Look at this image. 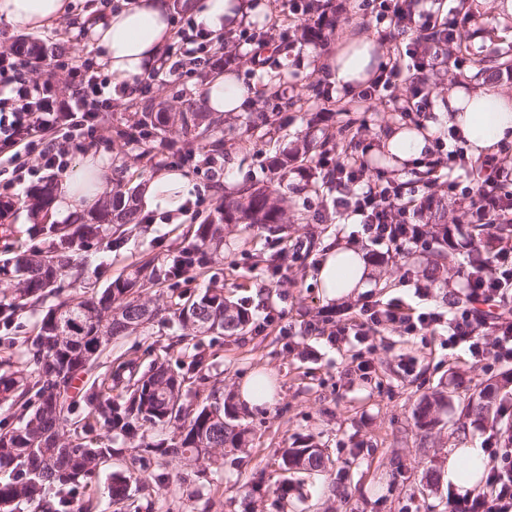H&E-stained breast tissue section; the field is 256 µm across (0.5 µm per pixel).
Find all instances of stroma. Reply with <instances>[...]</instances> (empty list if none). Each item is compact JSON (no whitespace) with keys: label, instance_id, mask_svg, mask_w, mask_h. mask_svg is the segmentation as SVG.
<instances>
[{"label":"stroma","instance_id":"obj_1","mask_svg":"<svg viewBox=\"0 0 512 512\" xmlns=\"http://www.w3.org/2000/svg\"><path fill=\"white\" fill-rule=\"evenodd\" d=\"M86 0H72L73 10L51 28L38 32L37 38L63 49V59L89 56L86 38L80 37L76 24L84 12ZM481 18L468 28V51L463 66L439 65L432 80L436 90L433 105L446 103L449 90L467 91L474 87L472 58L497 51L512 50V40L495 33L497 0H474ZM262 20H287L288 45L275 66L283 74L281 89L293 105L280 133L278 148H293L303 139L319 140L329 132L354 130L366 126L362 138L367 174L376 177L387 168L375 150L394 129L414 126L416 115H400L393 106L405 102L409 86L400 83L384 97L367 99L361 93L333 92L331 99L309 93L310 85L329 87L326 75L311 68L310 50L335 51L347 38L366 36L384 51L406 49L410 36L389 40L388 23L377 22L362 0H332L336 29L327 42H319L303 33L301 15L291 14L289 0H258ZM203 70L183 80L152 81L147 95L163 111L179 112L187 106H201L202 91L211 78ZM131 95L113 94L104 106L108 119L97 122L93 153L107 158L119 157L131 169L151 174L167 166L164 156L153 160L140 158L135 146H120L115 130L130 114ZM271 151L256 153L237 144L222 167L230 180L209 178L193 172V197L183 209L172 214L141 212L140 229L115 239L110 225H103L98 237L86 246L74 248L75 257L85 260L88 287L104 289L125 266L143 256L176 255L184 247V235L198 219L213 211L221 196L234 195L254 182H269ZM26 188L15 189L0 197V262L20 254L49 250L55 238L48 218L33 219L23 204ZM324 200L314 190L288 193L289 246L304 245L302 258H292L279 276H271L258 258L268 252L265 237L259 231L229 232L223 261L211 268L225 290L236 299L247 300L259 331L242 337L221 336L204 341L202 348L213 360L210 386L186 384V400L199 403L217 387L238 392L254 373L268 371L278 394L269 408L242 415L248 428L247 447L228 448L212 464L207 475L200 476L192 464L172 460L165 470L168 483L155 488L152 495L138 496L139 512H281L274 504L273 490L280 477L277 451L310 441L323 448L333 462L330 472L319 475L294 474L299 495L290 498L282 512H444L450 488L446 480L450 449L471 444L485 445L494 429L512 425V408L497 420H463L457 399H449L439 410L441 422L431 434H423L415 425L414 409L419 399L437 390H453L460 381L496 385L506 366L473 363L462 348L449 347L446 336H407L383 328L366 339H347L333 343L327 337L307 334L305 326L317 312L335 310V303L321 296L310 273L326 247L341 240L358 241L371 257L376 269L374 281L362 296L344 301V308L358 310L363 297L383 302L395 300L416 308L432 307L450 313L454 307L446 290L433 285L428 296H419L403 275L405 268L417 264L420 252L392 253L379 259L380 248L363 236L358 225L349 220L322 213ZM317 235H310L311 227ZM57 296L44 303L0 317V337L13 345L14 370L27 366L23 352L36 335V326ZM270 325H263L264 317Z\"/></svg>","mask_w":512,"mask_h":512}]
</instances>
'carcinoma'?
Masks as SVG:
<instances>
[{
  "label": "carcinoma",
  "mask_w": 512,
  "mask_h": 512,
  "mask_svg": "<svg viewBox=\"0 0 512 512\" xmlns=\"http://www.w3.org/2000/svg\"><path fill=\"white\" fill-rule=\"evenodd\" d=\"M463 44L459 30H436L425 46L428 56L448 44V40ZM18 59L44 61L56 48L24 36L8 45ZM512 65V57L495 60L478 58L472 67L478 74L494 72L500 65ZM260 110L247 113L245 121L234 127L229 124L236 116L198 112L193 107L169 114L155 111L152 99L143 97L136 103L132 130L120 133L124 144L136 142L140 156L154 157L167 146V128L177 125L185 138V154L210 156L214 159L227 152L226 134L238 140L257 144L272 140L280 128L282 109L290 105L282 100L280 91L262 88L258 91ZM347 136L325 137L314 144L305 142L294 148L298 156L311 149L319 154L336 153L346 143ZM295 157L283 150L271 160L279 182L294 173ZM467 174L473 186L488 176L481 160H472ZM138 187L132 180L119 179L106 192L99 209L75 226L52 227L58 235L53 250L17 257L14 263L3 264L0 273H11L18 287L3 308L12 311L41 301L63 278L78 281L83 276L81 264L71 261L62 246L74 240L98 236L101 225L124 227L141 223L137 207ZM54 199V185L44 183L27 195V206L33 212L48 210ZM424 224L440 229L431 234L436 245L426 247L423 259L414 274L433 283L448 280L451 253L448 244V192L433 195L424 213ZM242 227L247 231L258 228L279 243L288 233L284 198L268 186L250 184L234 197H224L194 230L192 241L178 254L161 259H143L119 274L99 295L70 294L42 317L37 334L26 349L33 366V378L20 381L11 370V362L0 360V402L7 405L10 417L19 423H0V472L12 474L10 481L0 482V512H13L21 501L35 502L39 512H92V499L85 497L100 474L101 464L131 448L133 454L124 460V468L112 471L109 506L114 512H127L135 496L149 490L150 483L162 484L167 476L155 473L159 461L184 459L204 462L203 448H243L247 445L248 429L239 422V412L232 394L212 390L206 403L195 408L184 404L182 389L188 379L204 385L206 371L212 366L200 351L205 336H244L255 328L252 311L247 304L224 296V285L209 278L208 286L191 293L176 286L172 279L179 275L197 276L210 264L224 258L226 231ZM457 230L473 243L466 254V266L480 271L490 262L491 237L512 238L511 224H468ZM159 288L154 301L142 299L147 288ZM164 315L168 328L184 343L181 356L170 360L156 356L144 367L134 360L119 357L109 368L98 370V360L122 336L140 335L159 315ZM80 375L91 379L85 391L88 407L84 427H100L107 433V442L74 440L65 437L71 422L74 404V381ZM512 385V372L501 376L500 387L483 389L463 399L462 413L466 418L485 419L499 414V388ZM119 390L117 395L112 391ZM448 395L442 391L423 396L417 403L414 417L418 428L433 430L439 423L436 411ZM171 431L168 438L147 440L148 433ZM45 444L53 459L44 472L33 475L40 467L39 457L31 448ZM330 462L322 449L311 444L299 448L280 449V469L283 478L275 493L286 501L295 490L291 475L299 472L322 471Z\"/></svg>",
  "instance_id": "cac0c4a2"
}]
</instances>
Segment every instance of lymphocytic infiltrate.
<instances>
[{
  "label": "lymphocytic infiltrate",
  "instance_id": "obj_1",
  "mask_svg": "<svg viewBox=\"0 0 512 512\" xmlns=\"http://www.w3.org/2000/svg\"><path fill=\"white\" fill-rule=\"evenodd\" d=\"M377 8L380 16L402 23L404 28L422 36L438 26L433 14L417 8L413 0H379ZM238 43V48L228 49L192 20L177 22L170 50L152 75L160 79L189 77L198 68L212 65L219 56L228 67L244 62L258 70L272 65L274 58L269 50L276 44L272 30H244ZM408 56L409 64L395 61L386 65L371 89L378 92L402 81L409 83L412 97L418 99L420 109L424 110L430 104V94L410 75L411 64L418 61L419 52L410 49ZM22 67V62L7 48L0 47V193L6 194L29 182L41 170L66 173L73 153L84 148L96 131L92 106L105 103L109 86L92 63H70L66 69L82 95L71 102L63 101L54 92L51 76L28 81L21 76ZM317 164L332 173L330 184L339 191L333 200L338 216L358 217L368 238L398 251L421 246L425 230L412 217L417 199L405 197L401 185L382 176L367 179V166L359 160L349 163L325 155ZM511 190L512 172L496 168L488 188L472 200V222L489 223L501 198ZM463 277L470 300L457 306L453 314L435 308L420 311L397 301L369 300L354 316L336 321L328 328L316 321L308 324L307 330L340 340L347 336L363 339L381 328L416 336L443 326L448 330L449 345L466 347L475 363H511L512 244L498 245L492 272L477 277L467 271ZM488 329L495 334L490 343L484 336ZM493 456L496 463L489 471L486 491L451 493V512H512V448L495 449Z\"/></svg>",
  "mask_w": 512,
  "mask_h": 512
}]
</instances>
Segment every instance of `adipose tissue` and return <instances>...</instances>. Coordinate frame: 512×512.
Wrapping results in <instances>:
<instances>
[{
    "instance_id": "adipose-tissue-1",
    "label": "adipose tissue",
    "mask_w": 512,
    "mask_h": 512,
    "mask_svg": "<svg viewBox=\"0 0 512 512\" xmlns=\"http://www.w3.org/2000/svg\"><path fill=\"white\" fill-rule=\"evenodd\" d=\"M69 10L70 0H0V18L20 32L49 27ZM173 10L171 0H129L107 16L82 18L90 46L113 83H134L158 65L173 34ZM187 12L197 24L219 35L248 21L254 9L251 0H187ZM320 63L337 88L350 94L367 86L384 67L376 42L364 36L348 39L335 54L321 57ZM254 98V88L229 72L216 75L206 85L203 104L210 112L237 114L253 107ZM443 126L454 128L471 156L491 155L512 142V99L490 84L478 86L465 97L449 94L447 108L436 109L425 128L396 130L383 141L391 169L405 174L424 157L429 137ZM106 167L101 157L84 156L55 188L54 218L61 220L75 209L96 206L107 188ZM193 190L189 175L164 168L145 179L142 205L149 211L172 212ZM314 276L323 298L330 302L356 295L369 287L371 279L365 253L353 242L325 249Z\"/></svg>"
}]
</instances>
